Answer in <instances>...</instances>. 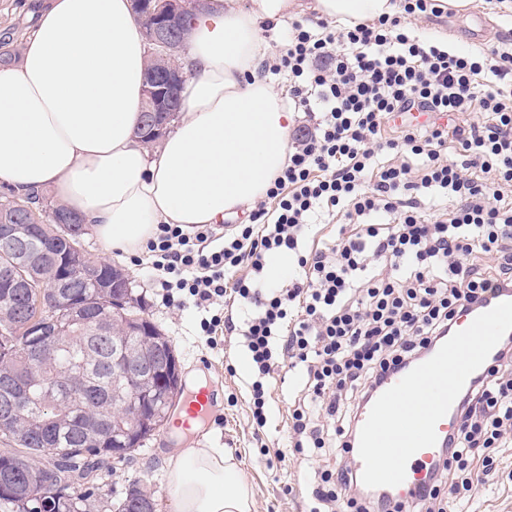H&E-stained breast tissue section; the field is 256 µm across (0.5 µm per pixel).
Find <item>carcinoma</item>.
<instances>
[{"mask_svg": "<svg viewBox=\"0 0 512 512\" xmlns=\"http://www.w3.org/2000/svg\"><path fill=\"white\" fill-rule=\"evenodd\" d=\"M59 220L83 221L61 205L44 207V224L25 237L26 252L16 255L0 249V268L15 269L14 286L0 282V403L13 395L15 384L32 380L51 385L44 397L34 393L30 404L19 411L0 432V439L12 450L0 454V509L3 512H35L30 498L34 474L44 467L70 483L66 499L48 498L42 512H126V498L108 500L98 496L99 475L112 469V392L117 383L130 386L134 379L118 380L113 358L124 341L138 346L151 358L160 350L175 352L171 340L153 322L143 317L138 299L117 308L107 296L112 291L97 287L98 281L112 283L124 276L121 269L105 261L94 274L81 266ZM27 229L19 210L0 202V222ZM54 245L52 253L42 251L44 243ZM70 267L76 288L75 302L90 317L106 316L108 327L96 331L69 311L68 297L61 296L43 319L46 339H64L59 349H46L39 359L27 354L31 329L22 312L27 283L50 291L59 264Z\"/></svg>", "mask_w": 512, "mask_h": 512, "instance_id": "1", "label": "carcinoma"}]
</instances>
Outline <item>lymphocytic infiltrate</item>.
Returning a JSON list of instances; mask_svg holds the SVG:
<instances>
[{"label":"lymphocytic infiltrate","instance_id":"lymphocytic-infiltrate-1","mask_svg":"<svg viewBox=\"0 0 512 512\" xmlns=\"http://www.w3.org/2000/svg\"><path fill=\"white\" fill-rule=\"evenodd\" d=\"M398 15L353 26L292 23L272 74L290 84L298 127L288 163L250 223L217 237L159 225L148 241L166 305H193L200 328L241 336L253 365L252 417L267 423L266 379L299 372L293 448L331 456L315 472L312 512H444L495 472L490 451L512 433V336L487 374L457 398L456 427L418 497L362 486L346 459L357 416L393 372L422 359L459 313L512 291V43L476 54L418 35L412 20L440 15L438 0H401ZM459 115L403 126L399 112ZM337 224L332 246L304 244L309 225ZM294 256L288 285L266 282L268 260ZM242 323L215 308L226 295Z\"/></svg>","mask_w":512,"mask_h":512}]
</instances>
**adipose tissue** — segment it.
<instances>
[{
  "label": "adipose tissue",
  "instance_id": "obj_1",
  "mask_svg": "<svg viewBox=\"0 0 512 512\" xmlns=\"http://www.w3.org/2000/svg\"><path fill=\"white\" fill-rule=\"evenodd\" d=\"M339 24L393 16L399 0H209L181 57V112L140 143L148 56L130 0H41L18 62L0 65V186L48 191L112 250L141 252L157 225L249 212L288 162L294 113L258 73L261 25L305 10ZM172 512H253L235 457L202 444L167 465Z\"/></svg>",
  "mask_w": 512,
  "mask_h": 512
}]
</instances>
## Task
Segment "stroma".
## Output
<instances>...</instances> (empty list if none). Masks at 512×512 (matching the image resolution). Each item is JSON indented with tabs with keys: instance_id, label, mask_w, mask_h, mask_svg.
<instances>
[{
	"instance_id": "stroma-1",
	"label": "stroma",
	"mask_w": 512,
	"mask_h": 512,
	"mask_svg": "<svg viewBox=\"0 0 512 512\" xmlns=\"http://www.w3.org/2000/svg\"><path fill=\"white\" fill-rule=\"evenodd\" d=\"M418 31L446 42L450 50L476 53L497 39L512 40V0H471L464 13L446 12L419 21ZM82 248L91 257L122 268L132 278L144 301L146 317L173 342L185 376L184 388L207 383L217 393L213 419L202 425L199 433L210 447L226 449L240 462L253 490L254 512H310L313 474L328 460L306 458L292 448L289 412L300 383L297 373L279 368L268 378V421L264 428H257L251 412L252 374L238 368L246 355L238 336H218L217 347H210L201 334L197 311L163 305L146 266L134 265L131 256L106 249L91 231L83 236ZM190 440V435L166 424L131 459L115 463L111 478L101 486V495L122 497L137 482L153 492L156 512H171L165 454ZM460 508L462 512H512V447L504 449L494 477L477 486Z\"/></svg>"
}]
</instances>
